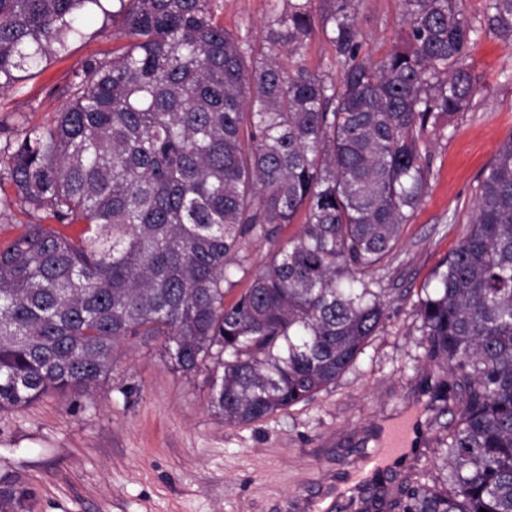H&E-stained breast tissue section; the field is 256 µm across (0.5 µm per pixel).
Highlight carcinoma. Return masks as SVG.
Segmentation results:
<instances>
[{"label":"carcinoma","instance_id":"obj_1","mask_svg":"<svg viewBox=\"0 0 512 512\" xmlns=\"http://www.w3.org/2000/svg\"><path fill=\"white\" fill-rule=\"evenodd\" d=\"M117 2L122 52L85 63L52 122L0 123V187L50 220L0 245V410L95 387L116 344L151 337L186 376L214 361L224 421H262L336 383L380 329L372 272L428 188L423 136L470 107L472 26L461 0H402L404 45L373 62L361 0H328L335 81L297 60L314 0H283L260 45L225 30L211 0ZM96 9L0 0V90L64 53ZM486 23L512 40V0H489ZM237 276L250 284L227 304ZM436 279L419 315L460 413L437 437L441 463L414 469L387 508L512 512V136ZM382 504L362 494L347 509Z\"/></svg>","mask_w":512,"mask_h":512}]
</instances>
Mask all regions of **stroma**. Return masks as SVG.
<instances>
[{"label":"stroma","mask_w":512,"mask_h":512,"mask_svg":"<svg viewBox=\"0 0 512 512\" xmlns=\"http://www.w3.org/2000/svg\"><path fill=\"white\" fill-rule=\"evenodd\" d=\"M488 3L464 0L478 90L467 111L423 137L429 189L376 273L387 301L383 326L336 383L265 420L232 424L207 405L208 372H177L162 339L122 341L106 384L0 412V477L15 500L7 512H284L294 500L324 508L346 492L355 450L377 447L386 422L414 415L433 433L451 422L417 310L469 230L483 173L512 136V45L489 32ZM212 7L226 30L258 44L283 4L213 0ZM357 24L362 55L380 60L403 43V4L362 0ZM126 43L101 11L84 16L65 53L18 72L0 92V120L47 122L74 73L89 60L112 59ZM299 61L340 75L323 25ZM43 221L16 204L12 187L0 191V244Z\"/></svg>","instance_id":"35a3bbf8"}]
</instances>
